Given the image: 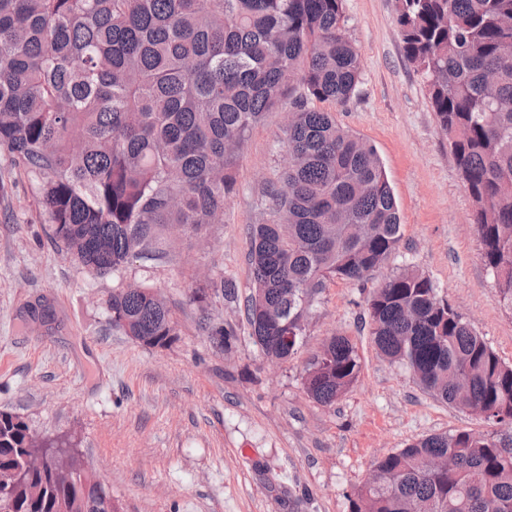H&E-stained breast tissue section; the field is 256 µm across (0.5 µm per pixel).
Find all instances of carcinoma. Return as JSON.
I'll list each match as a JSON object with an SVG mask.
<instances>
[{
  "label": "carcinoma",
  "instance_id": "1",
  "mask_svg": "<svg viewBox=\"0 0 512 512\" xmlns=\"http://www.w3.org/2000/svg\"><path fill=\"white\" fill-rule=\"evenodd\" d=\"M406 58L448 136L473 202L485 265L512 305V0H397ZM362 73L344 0H0V151L39 185L54 239L88 273L121 271L157 229L199 233L224 223L250 131L289 101L288 153L250 227V336L271 359L297 353L327 283L365 282L399 247V208L376 147L314 106L343 105ZM235 296L208 280L190 300ZM148 348L178 336L157 291L138 285L107 301ZM380 355L450 406L475 403L512 426V365L417 270L394 274L366 303ZM226 347L231 325L200 322ZM351 340L332 336L309 364L307 395L331 406L357 382ZM34 439L0 412L6 512H103L79 476L35 470L19 479ZM450 455L455 467L423 471ZM376 479L350 512H512V433H434L373 464Z\"/></svg>",
  "mask_w": 512,
  "mask_h": 512
}]
</instances>
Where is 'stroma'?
I'll list each match as a JSON object with an SVG mask.
<instances>
[{
  "label": "stroma",
  "instance_id": "obj_1",
  "mask_svg": "<svg viewBox=\"0 0 512 512\" xmlns=\"http://www.w3.org/2000/svg\"><path fill=\"white\" fill-rule=\"evenodd\" d=\"M345 27L362 75L334 113L376 147L402 240L367 282H328L288 360L264 357L244 314L249 226L284 164L285 112L252 130L223 223L198 234L162 231L156 255L113 275H89L58 248L35 181L0 153V411L20 416L36 437L70 439L120 512H349L350 495L387 453L433 433L496 430L424 392L379 354L363 323L373 289L414 267L512 365V308L496 295L471 198L406 59L395 0H345ZM221 275L236 282L234 301L190 303L199 281ZM130 285L158 291L172 308L178 337L169 347H144L113 327L107 301ZM39 304L49 325L29 321ZM205 318L236 326L229 348L213 346ZM337 334L355 344L362 370L341 400L322 406L304 376Z\"/></svg>",
  "mask_w": 512,
  "mask_h": 512
}]
</instances>
